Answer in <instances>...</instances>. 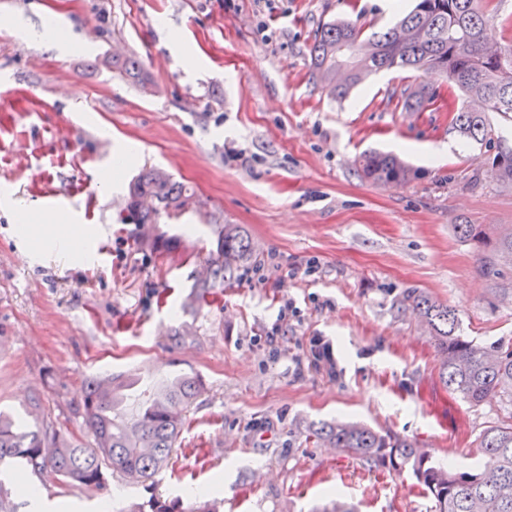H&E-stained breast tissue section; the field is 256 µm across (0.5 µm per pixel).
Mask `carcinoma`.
Masks as SVG:
<instances>
[{"label":"carcinoma","mask_w":512,"mask_h":512,"mask_svg":"<svg viewBox=\"0 0 512 512\" xmlns=\"http://www.w3.org/2000/svg\"><path fill=\"white\" fill-rule=\"evenodd\" d=\"M489 18L484 0H416L415 6L383 32L364 35L346 20L322 25L310 48L313 77L332 98H344L369 75L396 68L422 69L448 80L466 100L450 124L461 136L494 149L487 163L499 180L512 184V148L492 137L485 111L512 114V45L488 42ZM112 69L144 91L152 80L136 57L112 59ZM440 94L434 86H418L401 94L404 108L424 109ZM357 171L376 184H392L416 175L394 154L370 150L356 160ZM194 203V193L159 168L144 169L128 190L126 221L157 224L162 215L180 212ZM459 237L474 246L487 276L512 262V229L495 224H457ZM216 249L209 259L210 277L202 288L232 285L238 272L255 261L252 243L238 224H218ZM427 329L439 356V379L452 393L478 406L491 397L504 413L489 422L476 443L481 456L469 472L455 473L429 460L409 440H393L360 423L319 422L312 437L367 465L387 461L407 467L433 497L435 512H512V344L484 345L462 333L453 307L433 295L413 290L403 296ZM110 386L87 383L81 407L94 446L48 424L31 428L0 413V465L20 460L39 477L50 470L65 483L101 486L110 468L138 482L158 476L185 424V412L201 390L198 378L174 374L151 382L146 398L136 395L140 378L133 372L112 374ZM174 503L159 498L136 504L132 512H176Z\"/></svg>","instance_id":"obj_1"}]
</instances>
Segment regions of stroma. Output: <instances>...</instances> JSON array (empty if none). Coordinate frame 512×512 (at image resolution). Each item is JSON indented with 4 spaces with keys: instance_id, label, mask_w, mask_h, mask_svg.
Listing matches in <instances>:
<instances>
[{
    "instance_id": "35a3bbf8",
    "label": "stroma",
    "mask_w": 512,
    "mask_h": 512,
    "mask_svg": "<svg viewBox=\"0 0 512 512\" xmlns=\"http://www.w3.org/2000/svg\"><path fill=\"white\" fill-rule=\"evenodd\" d=\"M396 11L388 0H0V412L27 414L38 396L44 420L80 437L91 379L133 370L203 384L156 480L111 473L99 489L13 469L0 488L16 512H37L32 484L38 512H120L154 497L215 500L219 512H433L410 471L310 437L336 419L476 467L475 440L500 404L473 407L442 385L437 352L400 301L428 292L455 308L465 335L512 344V265L483 275L455 231L512 227V186L490 173L484 144L451 129L447 97L405 110L403 89L434 74L383 71L335 101L310 69L322 24L379 31ZM49 18L62 49L30 37ZM129 55L154 94L102 64ZM443 143L447 157L428 160ZM370 149L400 155L416 177L363 180L355 159ZM150 166L195 194L160 221L177 239L169 249L123 221L127 186ZM19 208L57 219L25 232ZM215 224L241 225L258 262L277 253L284 271L199 292ZM80 228L92 247L76 264L67 238ZM288 302L297 313L281 316ZM313 336L332 344L335 376L309 367Z\"/></svg>"
}]
</instances>
